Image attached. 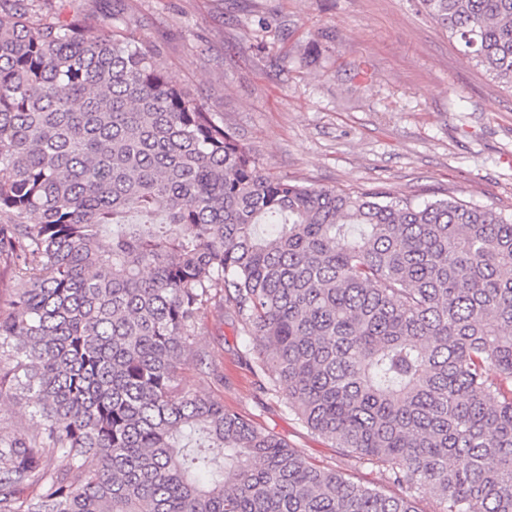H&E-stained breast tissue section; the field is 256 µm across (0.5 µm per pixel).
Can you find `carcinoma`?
Returning <instances> with one entry per match:
<instances>
[{
  "label": "carcinoma",
  "instance_id": "1",
  "mask_svg": "<svg viewBox=\"0 0 512 512\" xmlns=\"http://www.w3.org/2000/svg\"><path fill=\"white\" fill-rule=\"evenodd\" d=\"M512 89V0H420ZM123 22L0 0V512H512V215L278 178ZM260 388L388 495L186 387L216 291ZM18 282L14 276L13 269L8 263L0 262V316L6 317L11 312L10 299ZM29 405L26 399L5 398L2 407L0 405V426L17 436L24 437L30 434Z\"/></svg>",
  "mask_w": 512,
  "mask_h": 512
}]
</instances>
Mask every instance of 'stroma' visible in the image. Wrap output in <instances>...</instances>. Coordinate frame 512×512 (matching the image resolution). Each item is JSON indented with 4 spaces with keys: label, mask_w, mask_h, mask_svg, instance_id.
Here are the masks:
<instances>
[{
    "label": "stroma",
    "mask_w": 512,
    "mask_h": 512,
    "mask_svg": "<svg viewBox=\"0 0 512 512\" xmlns=\"http://www.w3.org/2000/svg\"><path fill=\"white\" fill-rule=\"evenodd\" d=\"M104 19L120 12L161 46L158 67L236 128L274 175L341 190L385 187L512 213V90L467 59L419 0H57ZM273 19L260 28V15ZM195 347L203 395L284 438L307 460L396 495L263 395L231 311L214 298Z\"/></svg>",
    "instance_id": "1"
}]
</instances>
